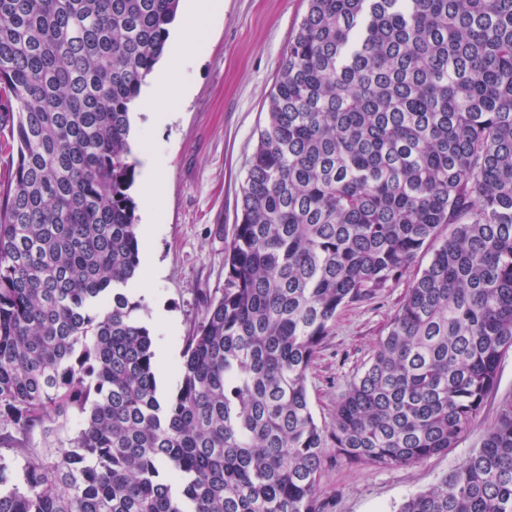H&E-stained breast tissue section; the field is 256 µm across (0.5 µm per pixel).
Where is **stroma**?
Instances as JSON below:
<instances>
[{
  "label": "stroma",
  "instance_id": "stroma-1",
  "mask_svg": "<svg viewBox=\"0 0 512 512\" xmlns=\"http://www.w3.org/2000/svg\"><path fill=\"white\" fill-rule=\"evenodd\" d=\"M306 12L307 0H222L190 72L189 97L161 126L147 113L132 115V144L146 138L158 143L166 167L158 205L163 221L154 225L149 245L159 271L132 292L155 340L163 394L175 393L184 338L224 287L225 246L241 216V188L288 42ZM433 251L426 246L399 280L338 311L307 373L308 397L320 427H332L341 394L369 364ZM508 398L512 350L502 357L498 384L457 447L414 464L386 467L352 464L337 458L335 449H325L323 512H398L406 499L437 485L481 446Z\"/></svg>",
  "mask_w": 512,
  "mask_h": 512
}]
</instances>
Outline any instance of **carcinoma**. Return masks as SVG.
I'll return each mask as SVG.
<instances>
[{
    "label": "carcinoma",
    "instance_id": "1",
    "mask_svg": "<svg viewBox=\"0 0 512 512\" xmlns=\"http://www.w3.org/2000/svg\"><path fill=\"white\" fill-rule=\"evenodd\" d=\"M307 2L165 397L130 130L179 0H0V512H320L324 449L410 465L470 432L512 349V0ZM439 238L323 429L338 310ZM71 414L69 447L32 445ZM399 512H512V400Z\"/></svg>",
    "mask_w": 512,
    "mask_h": 512
}]
</instances>
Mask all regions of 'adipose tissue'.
Wrapping results in <instances>:
<instances>
[{
  "label": "adipose tissue",
  "instance_id": "1",
  "mask_svg": "<svg viewBox=\"0 0 512 512\" xmlns=\"http://www.w3.org/2000/svg\"><path fill=\"white\" fill-rule=\"evenodd\" d=\"M220 0H190L182 21V37L170 51V63L152 81L140 108L149 112L154 123H165L174 106L188 94V72L193 67L208 21L219 11Z\"/></svg>",
  "mask_w": 512,
  "mask_h": 512
}]
</instances>
